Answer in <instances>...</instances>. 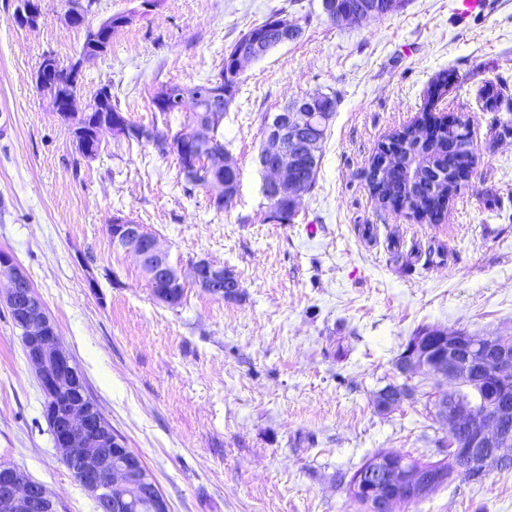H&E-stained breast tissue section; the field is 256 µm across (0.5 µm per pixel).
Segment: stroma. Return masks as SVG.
Wrapping results in <instances>:
<instances>
[{
	"label": "stroma",
	"mask_w": 512,
	"mask_h": 512,
	"mask_svg": "<svg viewBox=\"0 0 512 512\" xmlns=\"http://www.w3.org/2000/svg\"><path fill=\"white\" fill-rule=\"evenodd\" d=\"M402 0L344 27L321 0H163L84 67L79 103L111 85L151 125L161 86L216 78L228 49L278 13L301 35L250 64L224 117L240 172L234 206L214 211L173 158L104 135L76 151L33 74L44 51L75 56L87 28L130 0H97L85 26L44 0L37 29L0 0V252L14 257L56 320L91 396L152 474L171 512H358L339 477L378 451L439 458L446 433L424 398L378 414L375 393L430 326L512 336V0ZM496 85L497 107L481 97ZM315 92L337 97L316 185L273 222L257 163L264 119ZM467 117L479 164L438 224L379 208L364 171L412 124ZM148 225L182 268L206 258L242 285L225 301L186 286L158 302L135 259L112 244L114 215ZM42 483L58 512H99L59 461L43 397L0 307V461ZM404 512H512V469L453 481Z\"/></svg>",
	"instance_id": "stroma-1"
}]
</instances>
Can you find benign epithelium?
Masks as SVG:
<instances>
[{
  "mask_svg": "<svg viewBox=\"0 0 512 512\" xmlns=\"http://www.w3.org/2000/svg\"><path fill=\"white\" fill-rule=\"evenodd\" d=\"M160 6V0H139L119 18H107L108 28L97 27L87 33L90 50L78 53L67 64L52 51L42 55L34 73L35 84L47 86L50 108H63L60 119L68 124L74 145L85 153H92L105 132L119 139L137 135L159 150L182 148L181 138L162 137L151 128L134 130L119 117L109 116L112 105L104 92L90 100L81 113L75 111L76 96L60 93L65 88L58 79L61 72L78 77L87 62L109 53L112 27H125ZM322 8L341 26L379 16L377 0H367L357 12L350 11L343 0H322ZM43 16L41 0H17L13 22L33 30ZM301 33L297 22L280 15L245 33L227 51L231 67L208 85L205 114L190 131V138L196 142L209 138L211 128L235 101L236 86L246 65ZM173 98L184 105L199 99V93L194 86L176 90L162 86L153 95L157 106H165ZM335 111L334 105L320 110L318 101L301 97L267 117L258 162L267 175L265 189L273 200L299 204L304 195L300 174L317 155L314 120L319 117L328 124ZM112 237L113 243L133 255L151 281L159 285L154 297L168 306L178 305V291L184 285L182 272L171 263L156 234L145 224H114ZM0 273L8 279V287L0 292V303L24 331L25 357L38 380L44 417L61 462L107 512H128L139 497L155 498V508L165 512L167 503L158 497L153 478L138 468L124 438L96 414L92 401L78 388L75 359L44 302L31 289L26 273L5 253L0 255ZM191 278L195 287L222 299L233 300L240 294L237 274L207 259L192 263ZM395 374L396 380L375 393L374 407L379 414H390L411 401L417 388L414 379L438 381L431 395L430 415L448 431V479L480 481L492 469L512 464L511 337L426 327L404 345L395 360ZM431 483L427 469L402 453L387 452L372 460L354 489H371L366 494L371 512H398L418 501ZM52 504L43 484L25 476L12 463H0V512H51Z\"/></svg>",
  "mask_w": 512,
  "mask_h": 512,
  "instance_id": "benign-epithelium-1",
  "label": "benign epithelium"
}]
</instances>
